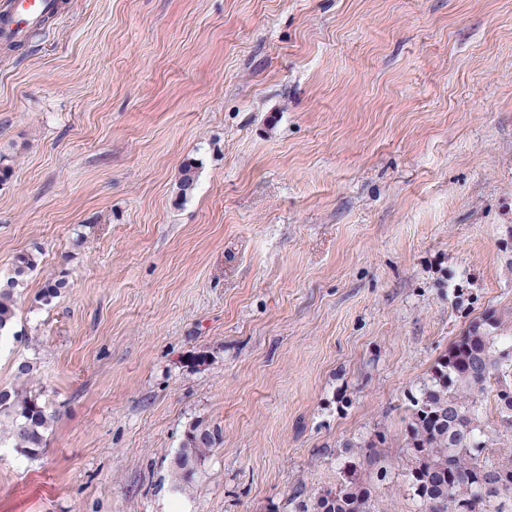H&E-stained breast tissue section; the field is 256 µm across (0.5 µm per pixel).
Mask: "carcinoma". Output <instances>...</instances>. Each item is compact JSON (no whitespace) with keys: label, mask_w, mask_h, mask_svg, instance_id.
<instances>
[{"label":"carcinoma","mask_w":512,"mask_h":512,"mask_svg":"<svg viewBox=\"0 0 512 512\" xmlns=\"http://www.w3.org/2000/svg\"><path fill=\"white\" fill-rule=\"evenodd\" d=\"M37 265L33 253L15 257L13 275L0 287V332L16 317L15 288ZM512 337V310H486L472 321L434 364L413 397L405 427V477L418 512H512V452L492 457L481 438L479 415L486 385L499 384V413L512 430V348L497 342ZM19 385L0 388V446L8 445L35 458L47 447L55 414L43 400L38 369L18 364ZM221 443V433L201 421L189 425L176 453L171 475L176 488L194 479L199 466ZM348 462L336 487L299 502L296 512H376L374 488L355 476Z\"/></svg>","instance_id":"1"}]
</instances>
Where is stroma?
<instances>
[{
	"instance_id": "stroma-1",
	"label": "stroma",
	"mask_w": 512,
	"mask_h": 512,
	"mask_svg": "<svg viewBox=\"0 0 512 512\" xmlns=\"http://www.w3.org/2000/svg\"><path fill=\"white\" fill-rule=\"evenodd\" d=\"M0 155V281L39 255L0 387L56 414L0 512H295L379 433L416 512L410 398L512 310V0H61L0 46ZM221 437L218 428H211L203 421H195L189 425L173 459L171 475L175 488L182 489L191 484L199 466L221 443Z\"/></svg>"
}]
</instances>
